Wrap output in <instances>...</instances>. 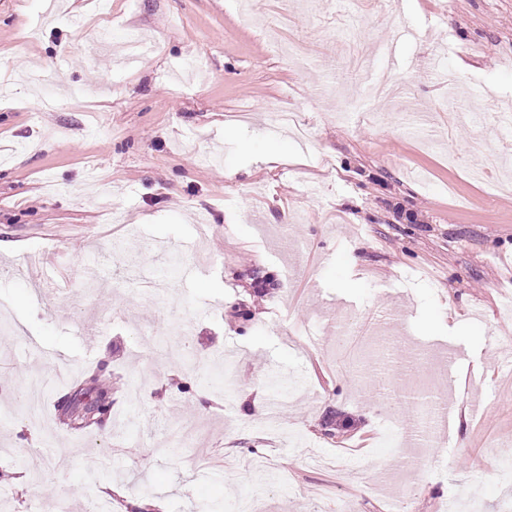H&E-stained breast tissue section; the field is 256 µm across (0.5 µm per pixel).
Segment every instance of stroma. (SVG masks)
I'll use <instances>...</instances> for the list:
<instances>
[{
  "label": "stroma",
  "instance_id": "35a3bbf8",
  "mask_svg": "<svg viewBox=\"0 0 512 512\" xmlns=\"http://www.w3.org/2000/svg\"><path fill=\"white\" fill-rule=\"evenodd\" d=\"M251 2L262 25L238 0H0V242L19 252L0 254V512H456L459 492L501 508L512 483L484 461H512V369L484 358L512 356V0ZM287 9L284 38L314 47L302 68L264 36ZM101 30L144 42L143 63L96 49ZM357 35L392 45L399 100L346 68ZM283 109L306 137L277 129ZM48 248L61 306L26 269ZM348 317L368 328L343 349ZM230 351L234 379L180 392ZM60 362L69 382L32 417ZM98 368L136 447L59 422ZM436 380L459 412L411 476L402 402ZM350 441L356 477L306 459ZM252 448L270 469L245 474Z\"/></svg>",
  "mask_w": 512,
  "mask_h": 512
}]
</instances>
